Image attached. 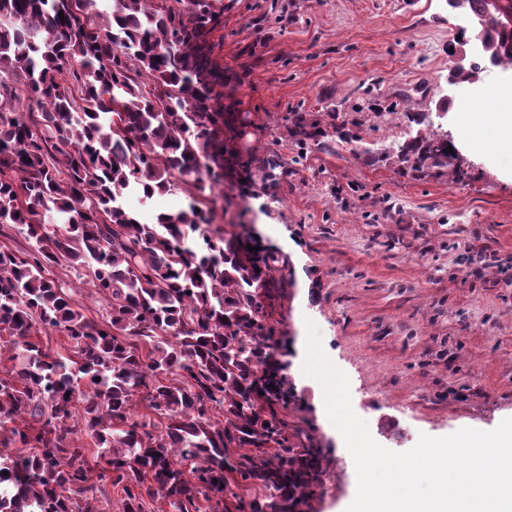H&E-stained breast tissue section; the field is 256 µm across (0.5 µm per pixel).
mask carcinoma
<instances>
[{"instance_id":"1","label":"carcinoma","mask_w":512,"mask_h":512,"mask_svg":"<svg viewBox=\"0 0 512 512\" xmlns=\"http://www.w3.org/2000/svg\"><path fill=\"white\" fill-rule=\"evenodd\" d=\"M95 2L0 0V236L8 226L28 242L0 245V355L12 362L0 376V512H101L109 485L123 512L156 497L161 512H224L230 497L237 512H297L324 457L288 434L263 323L257 285L283 259L212 230L224 178L256 162L228 146L241 117L211 58L221 0L178 12L112 0L104 22ZM483 57L512 67V27L489 28ZM14 80L40 114L17 107ZM286 121L305 146L363 140L356 117L332 135L307 112ZM363 153L465 178L437 131ZM178 186L188 209L151 224L120 202ZM63 260L81 265L109 321L53 277ZM51 330L70 349L46 347Z\"/></svg>"}]
</instances>
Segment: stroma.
Masks as SVG:
<instances>
[{"instance_id":"35a3bbf8","label":"stroma","mask_w":512,"mask_h":512,"mask_svg":"<svg viewBox=\"0 0 512 512\" xmlns=\"http://www.w3.org/2000/svg\"><path fill=\"white\" fill-rule=\"evenodd\" d=\"M224 2L212 40L237 84L236 145L277 155L280 177L232 198L220 223L285 259L262 304L288 382V431L313 437L325 458L307 512H346L355 467L320 385L302 373L306 320L387 449L512 417V155L495 151L493 129L475 132L460 119L482 111L512 68L449 88L448 47L463 21L441 0ZM368 87L391 115H374ZM448 94L439 125L467 174L457 183L444 169L420 175L365 160L352 144L300 148L284 123L288 113L311 112L326 128L332 115L353 112L365 141L398 143L410 131L407 111L435 112ZM479 242L497 265L476 254ZM55 274L90 318L106 319L86 276L67 262Z\"/></svg>"}]
</instances>
